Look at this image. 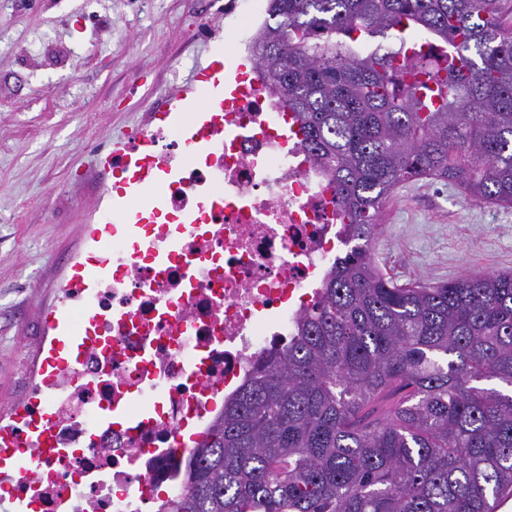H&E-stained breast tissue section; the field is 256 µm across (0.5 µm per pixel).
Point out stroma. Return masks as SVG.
I'll return each mask as SVG.
<instances>
[{
	"label": "stroma",
	"mask_w": 512,
	"mask_h": 512,
	"mask_svg": "<svg viewBox=\"0 0 512 512\" xmlns=\"http://www.w3.org/2000/svg\"><path fill=\"white\" fill-rule=\"evenodd\" d=\"M206 0H0V413L26 392L47 354L43 313L72 265L122 236L105 221L110 143L145 126L187 84L202 49L255 34L245 8L203 28ZM372 256L398 282L438 283L512 271V208L465 200L450 183L403 184L387 201Z\"/></svg>",
	"instance_id": "obj_1"
}]
</instances>
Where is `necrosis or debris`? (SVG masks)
<instances>
[{
    "label": "necrosis or debris",
    "instance_id": "4bbe7bcc",
    "mask_svg": "<svg viewBox=\"0 0 512 512\" xmlns=\"http://www.w3.org/2000/svg\"><path fill=\"white\" fill-rule=\"evenodd\" d=\"M237 78L241 93L204 154L179 136L148 158L183 167L158 221L90 257L104 273L94 294L65 286L61 309L88 343L76 362L37 371L0 420L25 437L33 420L52 416L60 454L31 450L26 481L0 468L1 500L35 512H165L185 490L183 429L208 428L273 342L292 335L343 254L330 178L289 135L277 98L251 73ZM168 235L179 251L160 265ZM120 404L145 425L103 424L100 410Z\"/></svg>",
    "mask_w": 512,
    "mask_h": 512
}]
</instances>
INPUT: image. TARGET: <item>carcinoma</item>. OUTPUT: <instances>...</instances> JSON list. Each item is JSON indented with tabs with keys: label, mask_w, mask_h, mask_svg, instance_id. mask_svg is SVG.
<instances>
[{
	"label": "carcinoma",
	"mask_w": 512,
	"mask_h": 512,
	"mask_svg": "<svg viewBox=\"0 0 512 512\" xmlns=\"http://www.w3.org/2000/svg\"><path fill=\"white\" fill-rule=\"evenodd\" d=\"M508 0H267L259 79L355 245L211 421L168 512H490L512 487V271L398 283L371 257L409 181L512 208Z\"/></svg>",
	"instance_id": "cac0c4a2"
}]
</instances>
